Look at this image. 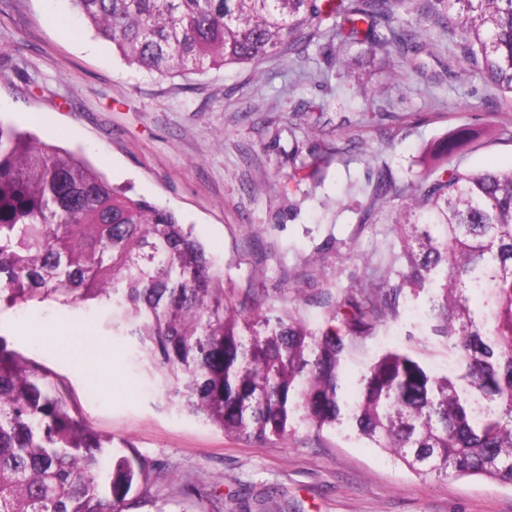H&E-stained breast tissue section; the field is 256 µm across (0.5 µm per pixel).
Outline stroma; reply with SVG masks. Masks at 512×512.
Listing matches in <instances>:
<instances>
[{"instance_id":"1","label":"stroma","mask_w":512,"mask_h":512,"mask_svg":"<svg viewBox=\"0 0 512 512\" xmlns=\"http://www.w3.org/2000/svg\"><path fill=\"white\" fill-rule=\"evenodd\" d=\"M430 45L411 72L372 57L323 21L307 46L259 65L168 78L128 66L68 0H10L0 12V119L82 150L112 186L172 209L224 272L234 297L324 327L319 294L347 299L369 270L395 279L393 225L360 212L386 173L417 182L425 149L467 131L448 159L463 170L512 166V98L462 56L458 31L421 0ZM425 296L403 291L396 322L350 338L348 386L381 354H412L445 374L455 357L430 332ZM0 337L61 378L83 419L128 440L184 488L167 512H512V487L478 475L424 479L349 428L298 429L277 444L225 435L183 408L138 337L106 307L0 308Z\"/></svg>"}]
</instances>
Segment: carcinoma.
<instances>
[{
	"instance_id": "1",
	"label": "carcinoma",
	"mask_w": 512,
	"mask_h": 512,
	"mask_svg": "<svg viewBox=\"0 0 512 512\" xmlns=\"http://www.w3.org/2000/svg\"><path fill=\"white\" fill-rule=\"evenodd\" d=\"M125 63L165 77L256 64L309 42L326 19L341 41L401 57L420 31L394 23L415 0H70ZM479 74L512 95V0H436ZM395 213L398 280H357L331 321L367 334L397 318L406 288L428 295L430 329L462 373L437 375L389 351L344 399L345 336L231 301L223 271L177 214L115 189L80 153L0 119V306L110 304L129 320L190 412L227 435L278 441L344 425L423 478L480 475L512 486V167L387 176L372 206ZM70 393L0 336V512H127L177 498L154 464L85 425Z\"/></svg>"
}]
</instances>
